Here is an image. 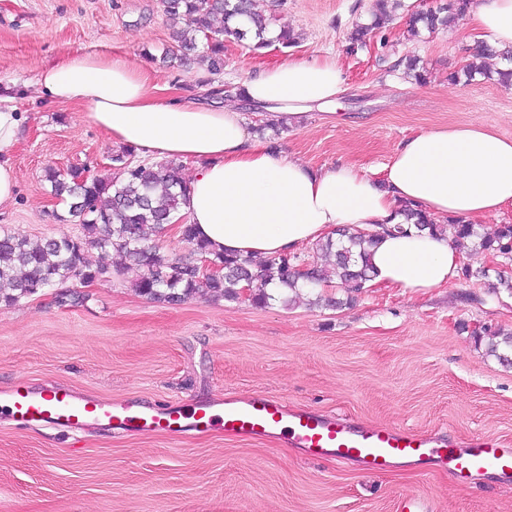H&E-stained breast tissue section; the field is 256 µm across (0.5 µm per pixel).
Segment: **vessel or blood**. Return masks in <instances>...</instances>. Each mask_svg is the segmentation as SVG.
<instances>
[{"mask_svg":"<svg viewBox=\"0 0 512 512\" xmlns=\"http://www.w3.org/2000/svg\"><path fill=\"white\" fill-rule=\"evenodd\" d=\"M0 410L22 425L48 424L77 430L98 423L113 430L181 434L217 429L229 436L276 435L308 456H331L379 473L397 463H434L455 487L477 475L494 474L512 483V448L490 438L443 440L405 428L351 424L321 412H288L275 397L252 392L157 411L131 399H82L64 385L39 389L16 385L0 390Z\"/></svg>","mask_w":512,"mask_h":512,"instance_id":"obj_1","label":"vessel or blood"}]
</instances>
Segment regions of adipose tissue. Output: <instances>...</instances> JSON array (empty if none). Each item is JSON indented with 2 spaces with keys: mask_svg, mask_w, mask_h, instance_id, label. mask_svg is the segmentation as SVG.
Segmentation results:
<instances>
[{
  "mask_svg": "<svg viewBox=\"0 0 512 512\" xmlns=\"http://www.w3.org/2000/svg\"><path fill=\"white\" fill-rule=\"evenodd\" d=\"M485 42L512 47V0H482L474 14ZM37 84L52 101L86 106L112 141L160 160L192 161L180 214L219 253L264 260L317 242L346 225L372 230L402 224L416 204L444 222L498 214L512 204V139L464 124L422 132L402 143L381 177L349 163L316 168L254 140L238 109L165 96L148 74L119 58L70 54ZM244 96L263 122L287 126L335 102L344 90L332 60L291 61L259 71ZM16 104L0 105V205L17 193L2 153L17 141ZM460 252L445 235L417 230L381 237L371 250L376 284L410 292L459 276Z\"/></svg>",
  "mask_w": 512,
  "mask_h": 512,
  "instance_id": "obj_1",
  "label": "adipose tissue"
}]
</instances>
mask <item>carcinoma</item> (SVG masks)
<instances>
[{"label": "carcinoma", "instance_id": "carcinoma-1", "mask_svg": "<svg viewBox=\"0 0 512 512\" xmlns=\"http://www.w3.org/2000/svg\"><path fill=\"white\" fill-rule=\"evenodd\" d=\"M389 0H375L371 23L358 25L350 34L352 43H364L367 32L382 26L389 16ZM472 6V0H446L439 8L420 12L408 21V33H418L417 25L430 32L451 26ZM160 7L171 29V49L163 62L173 66L195 60L206 67L209 85L213 76L224 70V43L250 39L257 51L272 44L266 37L269 19L258 8L257 0H160ZM466 80L475 75L491 77L503 86H512V69L490 72L472 63L465 66ZM135 151L120 148L112 154L110 174L82 178L75 169L67 174L49 167L44 171L51 193L67 206L65 221L77 220L82 236L67 235L46 238L33 243L11 233L0 232V303L13 305L47 288L84 275L101 277L106 270L93 266L87 253L90 249L115 251L124 257V270L134 275L133 285L140 294L156 302L178 304L194 297L200 284H205L215 297L235 300L246 285L255 286L251 301L268 305L286 293L300 288L317 290L334 283L347 290L345 300L321 294L316 301L342 306L354 301L373 278L369 262L370 248L377 234L363 233L347 227L316 243V249L334 257L329 267L301 266L298 256H273L258 265L249 256L224 254L211 256L207 244L196 236L193 225L179 224L182 239L193 252L220 268L217 277H204L195 270V263L170 257L147 242L145 228L158 231L178 220L186 186L180 168L174 161L137 163ZM407 220L418 231L432 234L443 225L429 218L416 207L404 209ZM456 236L474 242L475 254H492L512 260V224H501L492 233L483 225L453 219ZM486 353L500 362L512 364V331L498 329L489 333Z\"/></svg>", "mask_w": 512, "mask_h": 512}]
</instances>
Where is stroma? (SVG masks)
Instances as JSON below:
<instances>
[{
    "mask_svg": "<svg viewBox=\"0 0 512 512\" xmlns=\"http://www.w3.org/2000/svg\"><path fill=\"white\" fill-rule=\"evenodd\" d=\"M439 0H403L384 27L355 45L349 33L371 19L372 0H283L268 8L271 30L295 46L255 51L229 43L220 85L292 60L335 59L347 89L331 109L312 110L278 145L316 166L353 163L377 172L409 137L475 123L512 139V88L476 77L452 87L450 72L472 62L480 42L470 17L410 36L411 14ZM169 30L157 0H0V83L21 81L20 135L9 153L18 193L0 207V229L38 241L77 237L61 221L46 167L112 170L115 144L86 107L40 95L36 81L72 53L116 57L147 70L167 95L210 102L196 64L165 68L157 57ZM416 56V84L400 60ZM108 272L84 303L62 306L59 290L0 304V388L50 383L100 398L162 407L216 394L264 392L291 410L310 409L373 426L451 438L483 435L512 448V365L486 355L487 330H512V294L491 279L457 278L412 294L372 285L353 304L253 305L200 290L181 304L139 295L117 272L118 256L92 251ZM425 496L434 512H512V485L481 476L456 488L431 464L369 473L355 464L312 460L275 438L180 435L86 427L74 434L19 426L0 414V512H396L400 497Z\"/></svg>",
    "mask_w": 512,
    "mask_h": 512,
    "instance_id": "35a3bbf8",
    "label": "stroma"
}]
</instances>
